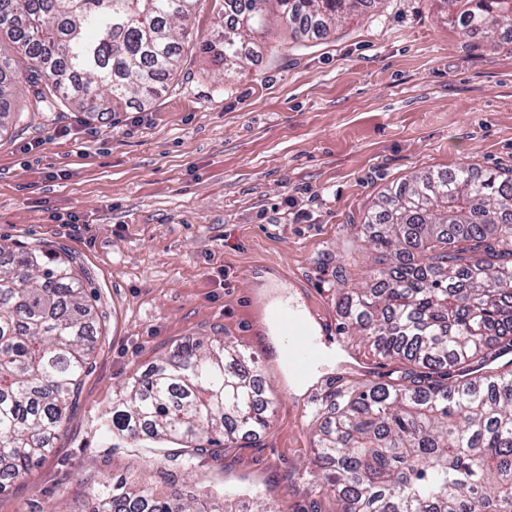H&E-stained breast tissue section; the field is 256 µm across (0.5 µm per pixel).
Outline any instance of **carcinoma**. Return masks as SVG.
Returning a JSON list of instances; mask_svg holds the SVG:
<instances>
[{
	"instance_id": "obj_1",
	"label": "carcinoma",
	"mask_w": 512,
	"mask_h": 512,
	"mask_svg": "<svg viewBox=\"0 0 512 512\" xmlns=\"http://www.w3.org/2000/svg\"><path fill=\"white\" fill-rule=\"evenodd\" d=\"M367 0H224L203 45L227 73L249 60L266 6L294 35L325 36ZM467 39L512 42V0H442ZM197 0H0V119L16 86L32 112H120L177 75ZM375 254L369 286L341 277L338 331L398 362L386 382L319 397L308 488L336 512H512V173L463 166L400 183L344 240ZM53 251L0 244V493L53 452L106 313L92 276ZM271 415L250 356L189 340L132 377L106 438L142 437L166 484L211 448L261 437ZM97 512H229L161 497L126 474L93 482Z\"/></svg>"
}]
</instances>
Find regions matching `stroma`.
<instances>
[{
  "label": "stroma",
  "instance_id": "35a3bbf8",
  "mask_svg": "<svg viewBox=\"0 0 512 512\" xmlns=\"http://www.w3.org/2000/svg\"><path fill=\"white\" fill-rule=\"evenodd\" d=\"M224 0H198L197 46L154 99L119 114L54 112L0 132V239L76 255L108 313L56 450L0 494V512H92L94 478L130 473L171 488L100 425L135 374L191 339L223 338L255 359L274 405L257 441L204 456L193 493L218 484L276 512L315 497L298 478L314 455L315 396L386 381L395 363L335 348L341 274L374 262L341 244L378 197L427 170L512 169V44L470 41L441 0H374L327 36L295 43L274 23L243 73L223 76L200 43ZM77 223H69V216ZM300 293L325 344L320 376L294 396L266 341L261 279Z\"/></svg>",
  "mask_w": 512,
  "mask_h": 512
}]
</instances>
